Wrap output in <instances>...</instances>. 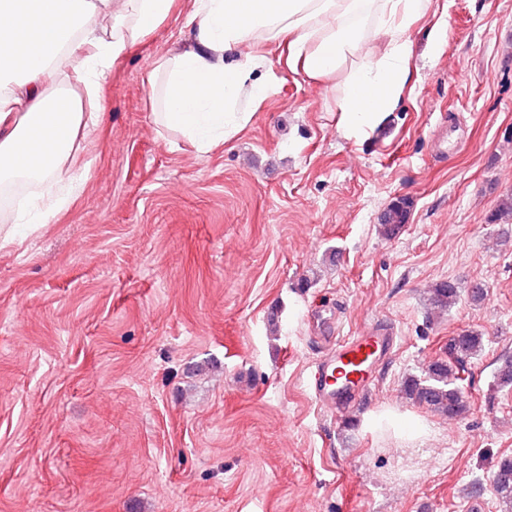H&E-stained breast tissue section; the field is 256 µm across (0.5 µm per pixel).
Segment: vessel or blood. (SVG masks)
Wrapping results in <instances>:
<instances>
[{
    "instance_id": "vessel-or-blood-1",
    "label": "vessel or blood",
    "mask_w": 512,
    "mask_h": 512,
    "mask_svg": "<svg viewBox=\"0 0 512 512\" xmlns=\"http://www.w3.org/2000/svg\"><path fill=\"white\" fill-rule=\"evenodd\" d=\"M396 344V336L387 327L365 330L339 341L311 373L310 391L326 410L343 412L360 398L374 365Z\"/></svg>"
}]
</instances>
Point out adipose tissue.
Listing matches in <instances>:
<instances>
[{
	"mask_svg": "<svg viewBox=\"0 0 512 512\" xmlns=\"http://www.w3.org/2000/svg\"><path fill=\"white\" fill-rule=\"evenodd\" d=\"M175 0H0V184L24 177L65 182L67 195L16 202L14 224H42L83 188L76 143L101 118L99 89L111 66L166 22ZM431 0H193V41L160 60L159 118L207 154L238 135L274 90L255 79L254 47L286 48L295 72L321 80L346 69L344 131L361 136L399 105L410 79L412 22ZM109 18V29L95 15ZM385 38L376 52L377 38Z\"/></svg>",
	"mask_w": 512,
	"mask_h": 512,
	"instance_id": "ef3b65f1",
	"label": "adipose tissue"
}]
</instances>
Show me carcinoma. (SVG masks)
<instances>
[{"instance_id": "1", "label": "carcinoma", "mask_w": 512, "mask_h": 512, "mask_svg": "<svg viewBox=\"0 0 512 512\" xmlns=\"http://www.w3.org/2000/svg\"><path fill=\"white\" fill-rule=\"evenodd\" d=\"M409 203L400 199L384 212L381 224L384 234L392 237L407 223ZM460 292L455 283L440 281L428 289L431 306L446 311L459 301ZM482 336L476 331L465 330L452 337L448 343L450 358L436 359L429 363L419 376L404 381V392L411 401L433 412L448 417H459L467 410L463 387V374L467 362L482 350ZM498 388L512 386V358L504 357L495 376ZM494 490L501 501L512 509V457L502 458L492 475Z\"/></svg>"}]
</instances>
